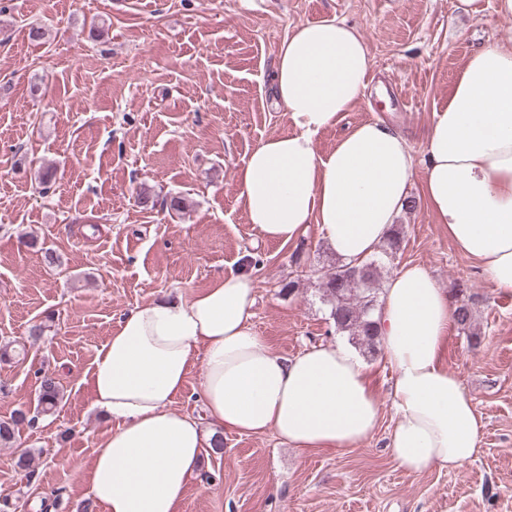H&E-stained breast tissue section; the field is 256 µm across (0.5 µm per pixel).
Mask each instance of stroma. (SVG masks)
I'll use <instances>...</instances> for the list:
<instances>
[{
  "label": "stroma",
  "instance_id": "35a3bbf8",
  "mask_svg": "<svg viewBox=\"0 0 512 512\" xmlns=\"http://www.w3.org/2000/svg\"><path fill=\"white\" fill-rule=\"evenodd\" d=\"M0 3V346L26 349L24 359L0 362V420L35 409L41 374L63 388L54 414L0 444V500L10 512H40L51 495L53 512H102L85 474L109 425L91 407L87 371L126 312L203 290L250 251L259 335L288 357L337 338L318 291L336 259L317 229L291 246L260 241L238 192L249 152L292 130L270 84L290 29L346 21L372 58L364 99L317 135L319 152L375 119L418 156L467 56L511 37L512 17L495 14L493 0H478L474 13L458 0ZM34 25L44 40H30ZM422 179L415 173L414 206L397 220L400 251L374 255L378 280L412 261L441 287L469 288L480 344L452 331L444 363L483 421L475 457L453 470L398 468L385 447L391 372L363 349L383 411L366 444L301 454L272 434H225L223 454H208L180 512H512V291L496 290L457 252L427 208ZM142 193L150 205L139 203ZM45 318L49 330L29 343V326ZM24 450L30 478L15 465Z\"/></svg>",
  "mask_w": 512,
  "mask_h": 512
}]
</instances>
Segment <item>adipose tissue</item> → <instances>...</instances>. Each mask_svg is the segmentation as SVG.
Here are the masks:
<instances>
[{"mask_svg": "<svg viewBox=\"0 0 512 512\" xmlns=\"http://www.w3.org/2000/svg\"><path fill=\"white\" fill-rule=\"evenodd\" d=\"M371 69L362 35L345 22L303 24L283 39L271 88L295 130L259 142L240 171L250 224L283 247L317 228L341 263L357 265L389 237L419 169L449 239L494 288L512 291V39L468 56L419 160L403 133L377 120L318 152L316 135L364 98ZM255 300L253 270L224 274L131 309L98 349L92 407L111 428L86 479L103 512H179L204 451L227 431L273 434L302 453L357 448L376 432L382 407L355 350L339 340L284 356L257 333ZM454 310L450 291L408 262L388 277L375 314L394 375L387 448L408 472L460 467L480 446L474 400L443 361ZM199 354L208 432L173 408Z\"/></svg>", "mask_w": 512, "mask_h": 512, "instance_id": "adipose-tissue-1", "label": "adipose tissue"}]
</instances>
